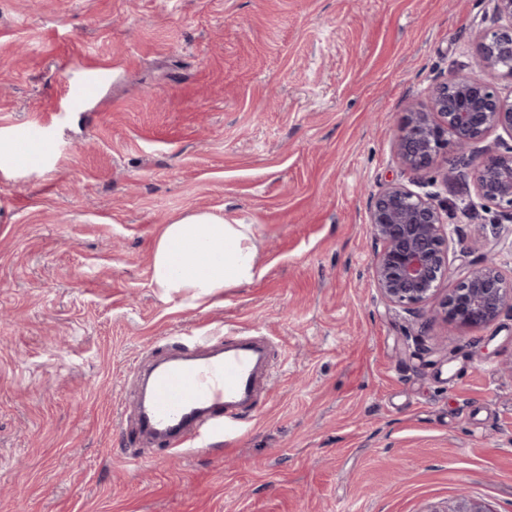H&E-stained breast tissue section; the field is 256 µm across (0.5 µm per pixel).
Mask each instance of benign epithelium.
I'll return each instance as SVG.
<instances>
[{
    "instance_id": "obj_1",
    "label": "benign epithelium",
    "mask_w": 512,
    "mask_h": 512,
    "mask_svg": "<svg viewBox=\"0 0 512 512\" xmlns=\"http://www.w3.org/2000/svg\"><path fill=\"white\" fill-rule=\"evenodd\" d=\"M497 26L484 32L477 46V66L484 78L450 75L435 84L425 107L411 110L395 142L401 163L420 170L448 164L447 179L466 183L471 145L503 131L512 139V94L503 96L497 81L512 80V0H492ZM477 195L512 213V143L486 157L474 174ZM448 210L429 193L391 182L373 196L369 227L375 244V287L388 302L413 313L436 293L450 273ZM512 307V282H507L490 255L470 266L442 301L449 324L486 326L504 308Z\"/></svg>"
}]
</instances>
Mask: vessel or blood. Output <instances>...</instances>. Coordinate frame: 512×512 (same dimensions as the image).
Masks as SVG:
<instances>
[{"label": "vessel or blood", "instance_id": "obj_1", "mask_svg": "<svg viewBox=\"0 0 512 512\" xmlns=\"http://www.w3.org/2000/svg\"><path fill=\"white\" fill-rule=\"evenodd\" d=\"M107 76L105 68L80 66L67 77L66 91L90 95ZM270 357L264 337L232 329L219 337L215 352L165 357L154 367L148 394L138 403L136 438L190 452L205 435L223 434L225 421L243 420L256 405Z\"/></svg>", "mask_w": 512, "mask_h": 512}]
</instances>
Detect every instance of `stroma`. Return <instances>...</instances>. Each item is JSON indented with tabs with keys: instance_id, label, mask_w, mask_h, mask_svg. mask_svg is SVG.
Wrapping results in <instances>:
<instances>
[{
	"instance_id": "stroma-1",
	"label": "stroma",
	"mask_w": 512,
	"mask_h": 512,
	"mask_svg": "<svg viewBox=\"0 0 512 512\" xmlns=\"http://www.w3.org/2000/svg\"><path fill=\"white\" fill-rule=\"evenodd\" d=\"M491 0H0V512H512V309L432 310L512 214L405 169L408 110L481 78ZM77 63L110 67L65 101ZM446 197L451 274L413 313L373 281L372 197ZM255 228L259 279L196 308L150 285L164 224ZM231 327L274 347L251 415L207 449L121 439L136 370Z\"/></svg>"
}]
</instances>
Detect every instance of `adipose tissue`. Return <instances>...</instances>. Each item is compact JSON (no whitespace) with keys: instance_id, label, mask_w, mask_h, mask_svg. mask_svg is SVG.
Instances as JSON below:
<instances>
[{"instance_id":"ef3b65f1","label":"adipose tissue","mask_w":512,"mask_h":512,"mask_svg":"<svg viewBox=\"0 0 512 512\" xmlns=\"http://www.w3.org/2000/svg\"><path fill=\"white\" fill-rule=\"evenodd\" d=\"M253 225L196 210L163 225L152 253L160 297L197 307L260 277Z\"/></svg>"}]
</instances>
